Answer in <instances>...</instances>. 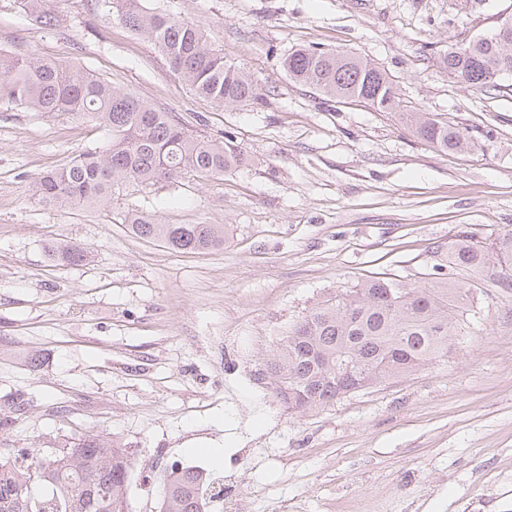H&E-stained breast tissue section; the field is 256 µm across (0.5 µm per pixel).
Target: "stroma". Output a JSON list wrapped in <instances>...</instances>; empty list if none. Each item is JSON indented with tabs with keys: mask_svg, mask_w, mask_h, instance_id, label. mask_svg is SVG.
I'll return each mask as SVG.
<instances>
[{
	"mask_svg": "<svg viewBox=\"0 0 512 512\" xmlns=\"http://www.w3.org/2000/svg\"><path fill=\"white\" fill-rule=\"evenodd\" d=\"M93 3L51 0L48 29L0 0V51L78 64L194 133L232 137L244 161L94 207L48 204L33 178L109 136L0 103V399L24 401L0 406V448L44 457L68 437L119 438L127 512H160L175 465L209 475L207 512L228 500L237 512H512V265H448L461 232H512V77L481 90L439 64L512 16V0H145L250 75L258 103L223 108ZM308 47L367 58L405 104L481 149L440 152L397 115L289 80L284 55ZM128 208L223 225L224 245L184 254L140 239L120 222ZM57 243L87 261L51 260ZM439 265L472 302L447 356L316 412L277 398L266 363L313 305L382 274L418 286Z\"/></svg>",
	"mask_w": 512,
	"mask_h": 512,
	"instance_id": "35a3bbf8",
	"label": "stroma"
}]
</instances>
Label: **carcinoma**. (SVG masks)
<instances>
[{
	"label": "carcinoma",
	"instance_id": "1",
	"mask_svg": "<svg viewBox=\"0 0 512 512\" xmlns=\"http://www.w3.org/2000/svg\"><path fill=\"white\" fill-rule=\"evenodd\" d=\"M21 9L47 28L58 25L50 0H19ZM98 12L149 37L170 69L199 98L216 106L259 100L249 75L224 61L194 23L144 6V0H95ZM448 76L473 87L497 88L512 75V19L467 44H450L440 56ZM289 79L338 102H359L379 112H398L421 139L442 152H471L474 138L431 112L402 104L393 80L370 61L347 52L298 49L284 57ZM0 100L21 112L91 118L110 144L38 175L35 192L46 203L81 206L112 198L125 184L151 185L186 175H222L242 161L227 137L208 140L190 132L176 116L84 69L54 60L0 53ZM141 239L158 240L182 253L224 246L221 224H162L142 209L121 217ZM51 257L68 265L85 258L77 246H54ZM512 260V233L486 243L466 234L448 249V265L478 270L491 260ZM470 296L445 277L410 287L392 277L367 280L311 307L281 340L268 365L274 391L298 394L291 408L323 410L357 391L380 384L448 354ZM131 459L112 436L83 434L45 458L0 453V512H114L126 500ZM208 477L191 468L171 472L161 491L160 512H205Z\"/></svg>",
	"mask_w": 512,
	"mask_h": 512
}]
</instances>
